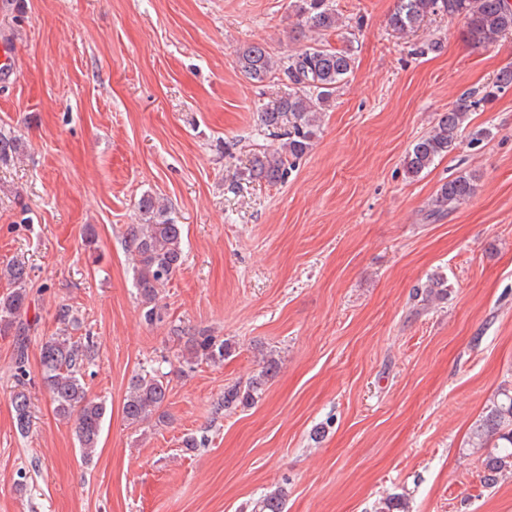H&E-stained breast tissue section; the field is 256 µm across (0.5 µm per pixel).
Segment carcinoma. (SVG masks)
Returning <instances> with one entry per match:
<instances>
[{
	"instance_id": "carcinoma-1",
	"label": "carcinoma",
	"mask_w": 512,
	"mask_h": 512,
	"mask_svg": "<svg viewBox=\"0 0 512 512\" xmlns=\"http://www.w3.org/2000/svg\"><path fill=\"white\" fill-rule=\"evenodd\" d=\"M457 17L464 22V36L476 47H489L512 34V4L509 0H396L388 25L400 34L414 33L434 15ZM297 33L336 32L344 46L333 48L314 43L283 57L273 56L261 43H248L236 52L240 73L253 83L265 82L277 72L288 82V92L261 104L257 112L258 128L263 135L282 141L278 147L266 148L253 155L247 171L250 179L270 184L283 183L296 162L309 152L322 112L353 73L355 58L352 44L356 35L343 28L335 0H296ZM512 86V66L503 68L494 82V89L478 100L464 98L439 114L431 131L407 150L406 172L417 176L453 152L466 127L471 110L489 101L494 90ZM475 176L462 173L443 183L436 191L427 212L434 221L448 207L468 201L475 192ZM165 200L144 195L138 202L137 221L126 225L124 236L132 256L134 287L144 319L149 323L164 319L159 294L184 262L181 225L170 215ZM0 279L11 290L0 296V336H12L15 342V373L21 390L14 392L11 403L18 433H29L31 400L24 389L29 381L27 320L31 298L28 288L30 273L20 262L0 266ZM57 331L46 337L40 346V381L47 390L57 416L71 421L82 462L91 464L97 453L100 435L107 414L106 402L90 396L86 369L95 357L93 337L77 338L83 319L77 310L62 305L57 312ZM183 343V362H221L230 356L232 347L226 341L203 330L178 337ZM277 363L266 361L260 374L245 386L224 389L219 406L225 410L254 404L263 386L276 372ZM168 396L165 374L145 371L134 375L124 399L123 413L131 424L155 418H167L163 410ZM471 447L487 450L486 468L499 472L512 468V388H503L490 399L485 415L474 427ZM285 491L278 487L265 493L251 512H284Z\"/></svg>"
}]
</instances>
